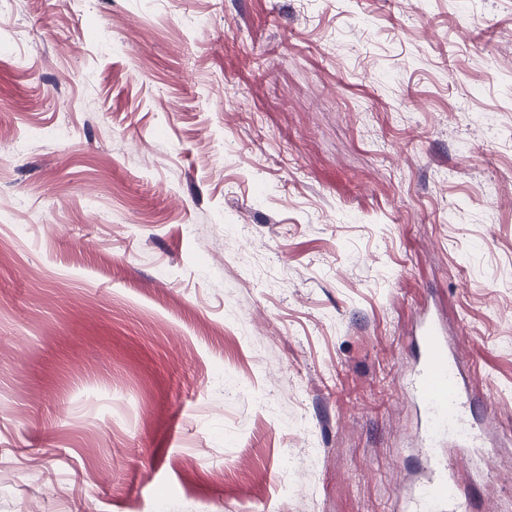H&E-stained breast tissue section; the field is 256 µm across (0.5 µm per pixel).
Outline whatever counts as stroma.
Listing matches in <instances>:
<instances>
[{
  "label": "stroma",
  "instance_id": "1",
  "mask_svg": "<svg viewBox=\"0 0 512 512\" xmlns=\"http://www.w3.org/2000/svg\"><path fill=\"white\" fill-rule=\"evenodd\" d=\"M427 318L512 512V0H0V512H407Z\"/></svg>",
  "mask_w": 512,
  "mask_h": 512
}]
</instances>
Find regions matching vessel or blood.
<instances>
[{
  "instance_id": "vessel-or-blood-1",
  "label": "vessel or blood",
  "mask_w": 512,
  "mask_h": 512,
  "mask_svg": "<svg viewBox=\"0 0 512 512\" xmlns=\"http://www.w3.org/2000/svg\"><path fill=\"white\" fill-rule=\"evenodd\" d=\"M419 336L423 358L414 373L413 387L427 435L433 440L444 433L457 447H469L476 435L461 397L456 367L449 358L448 341L430 321L421 325ZM446 470L445 464H437L433 475L416 488L410 498L411 512H435L440 504L447 505L449 512H457L462 493L448 479Z\"/></svg>"
}]
</instances>
